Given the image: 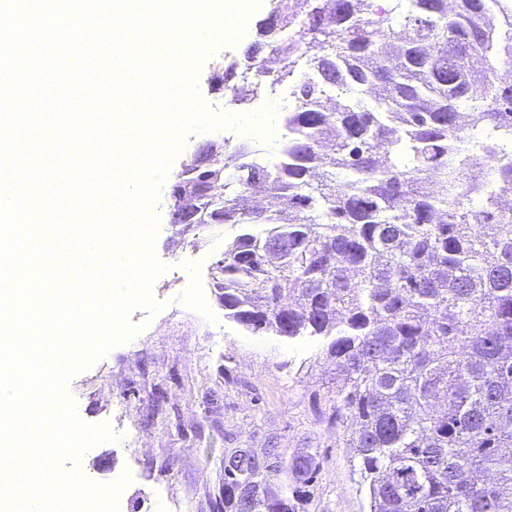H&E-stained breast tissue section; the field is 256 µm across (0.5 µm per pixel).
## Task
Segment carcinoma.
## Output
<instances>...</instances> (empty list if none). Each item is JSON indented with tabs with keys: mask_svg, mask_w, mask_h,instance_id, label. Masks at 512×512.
I'll list each match as a JSON object with an SVG mask.
<instances>
[{
	"mask_svg": "<svg viewBox=\"0 0 512 512\" xmlns=\"http://www.w3.org/2000/svg\"><path fill=\"white\" fill-rule=\"evenodd\" d=\"M391 2L270 0L279 66L251 55L252 79L221 83L241 103L297 77L279 160H191L171 206L240 227L217 262L227 318L325 340L370 512H512V84L492 79L512 0ZM257 477L253 455L225 460L224 505L290 512Z\"/></svg>",
	"mask_w": 512,
	"mask_h": 512,
	"instance_id": "1",
	"label": "carcinoma"
}]
</instances>
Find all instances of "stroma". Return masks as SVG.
Masks as SVG:
<instances>
[{"instance_id": "35a3bbf8", "label": "stroma", "mask_w": 512, "mask_h": 512, "mask_svg": "<svg viewBox=\"0 0 512 512\" xmlns=\"http://www.w3.org/2000/svg\"><path fill=\"white\" fill-rule=\"evenodd\" d=\"M269 8L258 0L244 33L216 46L200 67L201 101L219 115L253 117L277 96L260 93L234 105L212 79L245 62ZM169 185L152 207L158 231L153 254L161 273L150 292L158 311L138 305L127 316L130 340L94 360L69 381L79 418L106 426L107 440L89 448L79 468L90 483H121V512H175L185 497L191 512H224V459L249 452L261 464V486L298 491L294 512H370L328 399L332 365L319 337L288 339L253 333L225 317L215 290V266L231 225L183 230L170 216ZM301 458L313 478L297 483L287 461Z\"/></svg>"}]
</instances>
